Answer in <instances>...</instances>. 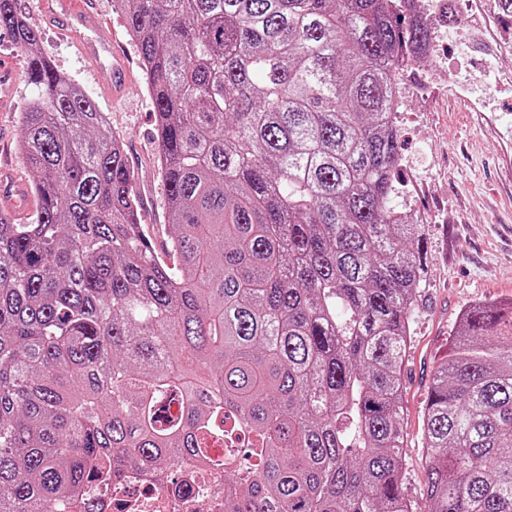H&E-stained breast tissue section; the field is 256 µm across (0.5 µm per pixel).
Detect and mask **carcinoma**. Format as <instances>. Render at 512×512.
I'll use <instances>...</instances> for the list:
<instances>
[{
    "label": "carcinoma",
    "instance_id": "1",
    "mask_svg": "<svg viewBox=\"0 0 512 512\" xmlns=\"http://www.w3.org/2000/svg\"><path fill=\"white\" fill-rule=\"evenodd\" d=\"M417 0H116L139 51L169 264L124 143L40 48L18 150L30 224L0 220V512L129 469L223 476V512H415L404 368L424 225L391 205L398 62ZM426 512H512V302L461 315L422 420ZM222 445L224 455L209 453Z\"/></svg>",
    "mask_w": 512,
    "mask_h": 512
}]
</instances>
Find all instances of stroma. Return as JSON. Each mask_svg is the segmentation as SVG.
I'll return each instance as SVG.
<instances>
[{"label":"stroma","instance_id":"35a3bbf8","mask_svg":"<svg viewBox=\"0 0 512 512\" xmlns=\"http://www.w3.org/2000/svg\"><path fill=\"white\" fill-rule=\"evenodd\" d=\"M40 47L106 112L126 145L145 198L166 210V188L155 154V115L143 72L119 99L108 97V67L90 69L70 38L42 23ZM13 67L10 93L0 98V181L30 188L34 175L17 151L23 114L35 94L27 61L0 33V62ZM512 72V55H500L494 38L468 34L463 21L445 23L435 54L406 79L411 92L396 114L401 139V191L396 207L421 220L427 266L414 315L405 365L404 429L408 435L404 487L416 507L425 502L422 414L436 362L444 355L461 309L480 300L512 299V94L498 88L499 70ZM485 100L475 112L456 86Z\"/></svg>","mask_w":512,"mask_h":512}]
</instances>
